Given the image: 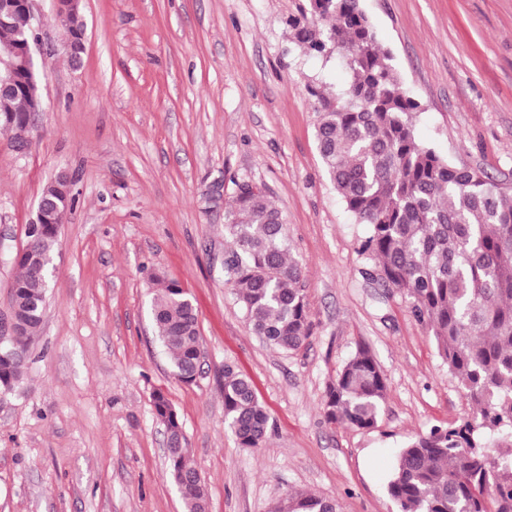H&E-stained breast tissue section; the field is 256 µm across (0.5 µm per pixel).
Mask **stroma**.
I'll list each match as a JSON object with an SVG mask.
<instances>
[{
    "label": "stroma",
    "instance_id": "obj_1",
    "mask_svg": "<svg viewBox=\"0 0 512 512\" xmlns=\"http://www.w3.org/2000/svg\"><path fill=\"white\" fill-rule=\"evenodd\" d=\"M305 0H83L84 51L61 49L54 0H36L42 109L19 153L0 135V325L13 258L61 171L62 226L27 376L0 397V512H183L152 395L183 424L208 512H273L291 492L339 512H395L387 483L407 439L473 409L406 296L373 279L326 173L307 87L343 88L342 57L303 55L286 23ZM422 109L417 139L512 187V0H360ZM264 188L303 269L311 334L284 352L256 336L224 286V212L239 183ZM178 280L198 317L201 367L175 376L149 313L148 275ZM367 349L384 372L375 427L329 424L337 371ZM269 418L239 447L224 368Z\"/></svg>",
    "mask_w": 512,
    "mask_h": 512
}]
</instances>
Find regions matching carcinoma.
Wrapping results in <instances>:
<instances>
[{
	"label": "carcinoma",
	"instance_id": "carcinoma-1",
	"mask_svg": "<svg viewBox=\"0 0 512 512\" xmlns=\"http://www.w3.org/2000/svg\"><path fill=\"white\" fill-rule=\"evenodd\" d=\"M294 41L329 63L342 52L350 73L339 92L310 86L316 140L330 179L347 210L369 233L361 252L376 276L406 295L428 324L439 355L475 408L474 417L433 427L400 449L387 484L397 512H512V188L481 169L451 164L417 141L411 116L421 104L407 95L392 56L378 41L359 0H308L288 20ZM31 35L18 12L0 25V44ZM34 87L0 100V134L11 146L27 143ZM59 211L76 197L47 184L42 192ZM57 224H39L30 249L15 259L20 274L12 294L36 334L46 282L39 267L53 258ZM224 285L235 291L252 330L290 352L310 336L303 273L291 254L285 218L262 189L237 185L225 207ZM150 313L158 343L183 383L197 373L199 332L191 297L178 281L150 273ZM27 344L0 351V393L26 377ZM386 377L365 349L336 373L327 388V422L369 429L378 423ZM156 417L174 446L167 463L184 512H205L204 486L185 446L183 426L169 400L153 395ZM224 416L243 448L263 446L269 415L251 382L224 366ZM274 512H337L330 500L301 493L281 499Z\"/></svg>",
	"mask_w": 512,
	"mask_h": 512
}]
</instances>
